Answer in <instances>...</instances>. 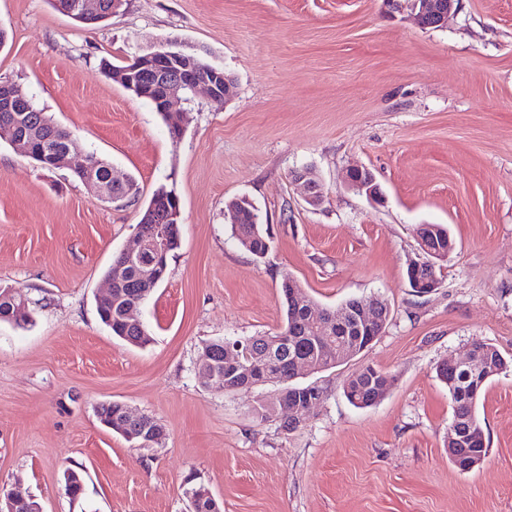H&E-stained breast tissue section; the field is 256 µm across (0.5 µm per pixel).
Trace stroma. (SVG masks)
Segmentation results:
<instances>
[{"label":"stroma","instance_id":"obj_1","mask_svg":"<svg viewBox=\"0 0 512 512\" xmlns=\"http://www.w3.org/2000/svg\"><path fill=\"white\" fill-rule=\"evenodd\" d=\"M0 29V81L140 188L102 199L0 139V286L30 314L0 323V487L43 512H188L190 477L221 512H512V367L477 401L487 452L467 473L448 456L436 375L477 340L512 360V0H459L435 29L415 24L410 0H124L93 27L50 0H0ZM171 41L234 79L222 102L181 96L177 141L101 67ZM352 165L374 172L381 203L344 186ZM296 169L320 179L322 206ZM161 186L179 198L181 245L136 312L151 340L134 347L96 299ZM243 196L270 234L265 257L224 218ZM422 224L455 242L425 295L405 275ZM287 275L319 309L352 297L390 309L369 348L298 376L323 396L290 430L253 414L276 385L217 390L197 373L205 342L280 330ZM368 365L394 384L357 408L343 389ZM112 401L162 423L163 443L105 428L97 408ZM69 469L84 477L76 500ZM290 179L295 184H300L304 187L306 194V202L313 206L318 207L324 202V191L322 185L312 179L308 172L304 170H294L290 174Z\"/></svg>","mask_w":512,"mask_h":512}]
</instances>
